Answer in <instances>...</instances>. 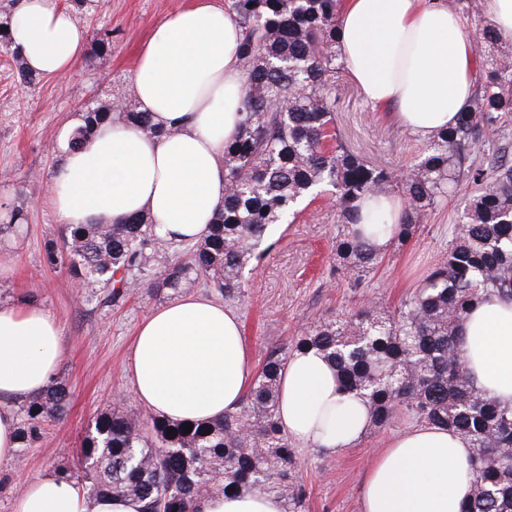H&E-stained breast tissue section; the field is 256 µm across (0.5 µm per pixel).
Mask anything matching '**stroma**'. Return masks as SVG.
I'll return each mask as SVG.
<instances>
[{
	"label": "stroma",
	"mask_w": 512,
	"mask_h": 512,
	"mask_svg": "<svg viewBox=\"0 0 512 512\" xmlns=\"http://www.w3.org/2000/svg\"><path fill=\"white\" fill-rule=\"evenodd\" d=\"M190 2L96 0L76 16L86 30L85 52L59 79L19 84L0 59V213L16 207L29 217L27 224L0 229V305L27 299L55 315L65 348L54 379L69 391L64 419L47 426L33 447L17 449L11 461L0 464V512H14L15 499L43 473L73 470L89 423L114 401H122L133 416H149L129 384L130 347L140 322L174 296L165 289H142L118 305L97 307L85 301L66 267L45 264L44 245L62 230L48 203L50 178L61 162L52 147L58 129L78 122L88 100L132 97L141 46L156 25ZM105 26L112 30V47L101 51L94 41ZM331 88L337 129L363 159L399 171L419 153L422 141L394 123L388 110L371 104L347 70L338 71ZM462 201L458 193L429 212L411 245L388 251L359 288L350 287L336 264L332 238L338 215L331 201L317 199L294 223L273 226L271 247L253 261L243 297L229 304L242 322L253 368H260L269 349L289 343L316 321L361 305L395 309L447 251ZM410 425L408 419H394L338 452L299 446L307 512H359L361 482L373 453Z\"/></svg>",
	"instance_id": "35a3bbf8"
}]
</instances>
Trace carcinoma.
Returning <instances> with one entry per match:
<instances>
[{"instance_id":"1","label":"carcinoma","mask_w":512,"mask_h":512,"mask_svg":"<svg viewBox=\"0 0 512 512\" xmlns=\"http://www.w3.org/2000/svg\"><path fill=\"white\" fill-rule=\"evenodd\" d=\"M341 0H225L240 28L239 56L247 74L239 135L224 145V205L194 243L157 236L147 215L111 224L64 227L61 242L44 246L49 266L65 262L86 289V302L110 307L141 288L181 292L204 280L224 299L240 298L245 270L259 258L269 229L300 214L320 195L336 202V261L359 288L390 247L403 248L423 218L462 187L467 195L448 251L393 311L373 306L318 320L291 344L267 353L241 406L211 421L138 419L119 403L98 414L80 445L91 497L117 495L142 512H201L212 494L278 497L284 512H304L299 455L279 418L280 375L296 351L312 350L335 369L339 390L361 397L368 428L404 414L449 428L471 447L474 486L462 512H512V406L484 397L460 357V322L488 295L512 297V150L498 148L487 168L469 163L476 145L505 138L512 123V53L495 52L502 36L489 25L485 69L473 101L455 126L432 136L405 172L369 164L346 149L336 131V31ZM23 85L40 81L25 66L8 22H0V54ZM123 121L147 136L169 131L127 99L90 104L71 139L79 149L100 127ZM403 199L397 223L380 209ZM372 199L378 209L362 215ZM388 238L387 244L377 240ZM176 244L168 265L160 247ZM68 391L56 383L22 405L19 447L30 448L44 425L66 412Z\"/></svg>"}]
</instances>
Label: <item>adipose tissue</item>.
<instances>
[{
	"mask_svg": "<svg viewBox=\"0 0 512 512\" xmlns=\"http://www.w3.org/2000/svg\"><path fill=\"white\" fill-rule=\"evenodd\" d=\"M10 30L28 68L66 75L86 34L59 0H20ZM240 29L213 0L174 11L141 48L133 78L139 111L166 136L115 123L79 150L63 125V155L49 204L58 222L101 224L147 214L164 238L204 236L224 203V145L243 118L246 74ZM336 54L375 106L419 139L456 124L473 84L472 52L461 19L445 0H343ZM461 357L485 397L512 405V300L489 296L462 321ZM56 317L35 303L0 306V463L17 446L5 398L43 392L62 356ZM249 350L239 317L220 302L188 295L153 311L130 353V384L159 418L207 421L237 409L250 384ZM280 420L303 445L342 450L367 427L363 403L339 394L332 367L314 352L291 356L282 374ZM468 442L421 424L395 436L365 472L360 512H461L473 490ZM203 512H283L279 498L230 494L207 498ZM131 497L89 498L83 484L52 473L35 479L14 512H141Z\"/></svg>",
	"mask_w": 512,
	"mask_h": 512,
	"instance_id": "1",
	"label": "adipose tissue"
}]
</instances>
